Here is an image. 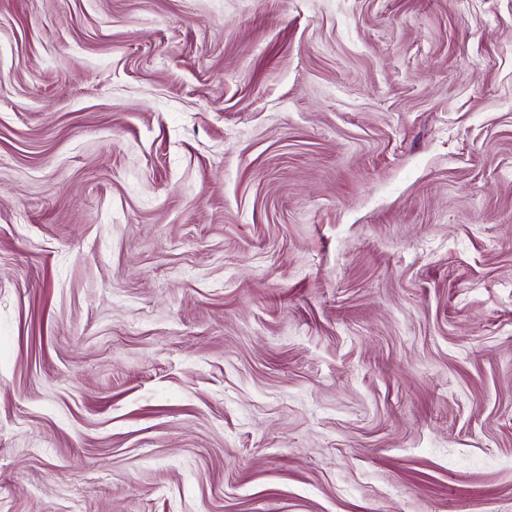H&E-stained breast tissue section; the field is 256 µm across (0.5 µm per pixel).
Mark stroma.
<instances>
[{"instance_id": "stroma-1", "label": "stroma", "mask_w": 512, "mask_h": 512, "mask_svg": "<svg viewBox=\"0 0 512 512\" xmlns=\"http://www.w3.org/2000/svg\"><path fill=\"white\" fill-rule=\"evenodd\" d=\"M0 512H512V0H0Z\"/></svg>"}]
</instances>
